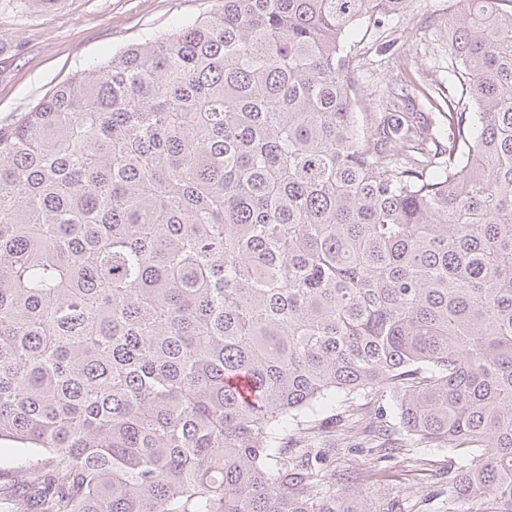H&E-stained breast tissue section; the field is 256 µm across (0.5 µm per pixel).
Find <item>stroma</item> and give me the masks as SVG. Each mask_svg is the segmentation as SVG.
<instances>
[{"label":"stroma","mask_w":512,"mask_h":512,"mask_svg":"<svg viewBox=\"0 0 512 512\" xmlns=\"http://www.w3.org/2000/svg\"><path fill=\"white\" fill-rule=\"evenodd\" d=\"M214 0H0V125L15 122L54 87L78 71L109 60L113 53L209 13ZM361 62L356 89L365 112L382 111L389 84L412 78L414 97L432 94L448 103V0H413L407 13L379 30L357 27L348 40ZM321 441L339 448L324 463L326 477L349 472L359 499L378 512L387 499L446 488L447 450L428 448L429 463L418 471L404 456L381 472L354 435L339 437L337 421L316 425Z\"/></svg>","instance_id":"obj_1"}]
</instances>
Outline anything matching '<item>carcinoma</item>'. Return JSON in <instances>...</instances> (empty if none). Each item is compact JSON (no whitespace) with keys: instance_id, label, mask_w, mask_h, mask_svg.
<instances>
[{"instance_id":"carcinoma-1","label":"carcinoma","mask_w":512,"mask_h":512,"mask_svg":"<svg viewBox=\"0 0 512 512\" xmlns=\"http://www.w3.org/2000/svg\"><path fill=\"white\" fill-rule=\"evenodd\" d=\"M216 2L0 126L11 512H375L338 397L395 404L371 468L446 448L442 512H512V0H449L443 121L360 111L347 37L410 0ZM13 448H21L18 443L0 439V492L11 493L18 491V470L21 465H36L44 456H32L25 462L15 453Z\"/></svg>"}]
</instances>
